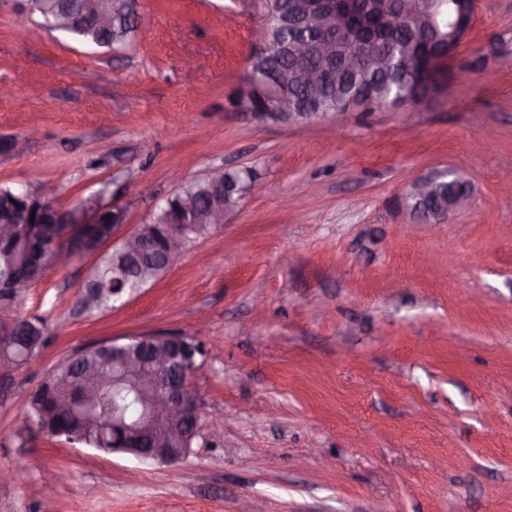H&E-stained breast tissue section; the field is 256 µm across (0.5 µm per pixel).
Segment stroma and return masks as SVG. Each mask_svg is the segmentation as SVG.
<instances>
[{
  "instance_id": "1",
  "label": "stroma",
  "mask_w": 512,
  "mask_h": 512,
  "mask_svg": "<svg viewBox=\"0 0 512 512\" xmlns=\"http://www.w3.org/2000/svg\"><path fill=\"white\" fill-rule=\"evenodd\" d=\"M270 0H140L107 52L0 0V184L38 178L70 207L103 193L127 230L180 183L251 168L257 188L121 306L84 310L95 264L15 300L47 342L0 359V512H512V0H479L438 100L299 124L237 99ZM448 169L467 203L423 221L409 185ZM191 336L198 434L179 464L27 427L78 351Z\"/></svg>"
}]
</instances>
